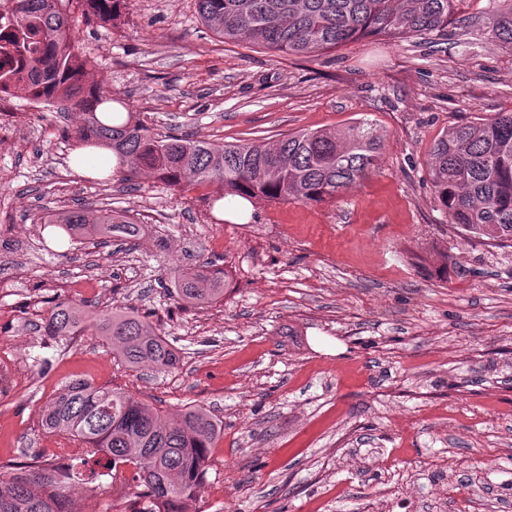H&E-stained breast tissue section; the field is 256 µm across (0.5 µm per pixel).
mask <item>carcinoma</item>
<instances>
[{"instance_id": "obj_1", "label": "carcinoma", "mask_w": 512, "mask_h": 512, "mask_svg": "<svg viewBox=\"0 0 512 512\" xmlns=\"http://www.w3.org/2000/svg\"><path fill=\"white\" fill-rule=\"evenodd\" d=\"M198 18L231 44L250 43L294 56L312 57L365 37L402 41L417 35L448 36L462 25L464 0H194ZM128 0H9L14 25L0 32V90L14 86L18 71L6 62L25 58L31 84L83 116L75 138L92 149L80 164L98 172L108 162L94 148L115 153L119 168L134 178L149 172L180 191L217 183L226 197L250 203H320L336 200L351 184L379 169L384 134L357 119L341 130L303 129L272 142L222 147L183 135L152 131L118 97L91 80L92 61L78 51L76 30L91 22L116 25ZM500 8L491 39L512 49V0ZM429 181L448 223L468 238L512 245V112L453 126L433 143L426 161ZM70 241L99 245L121 236L139 245L143 227L126 214L84 206L38 219ZM225 273L212 264L173 271L172 291L183 306L203 307L224 298ZM88 301H57L43 320L49 336H74L83 326L112 343L127 368L160 373L177 368V349L148 317L131 312H94ZM44 429L77 442L89 458L132 470L136 489L130 512H186L203 484L210 448L224 426L200 406L167 421L159 411L121 387L85 379L66 382L42 418ZM85 481L75 465L47 467L39 456L0 478V512H75L72 489Z\"/></svg>"}]
</instances>
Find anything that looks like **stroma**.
I'll use <instances>...</instances> for the list:
<instances>
[{"instance_id": "1", "label": "stroma", "mask_w": 512, "mask_h": 512, "mask_svg": "<svg viewBox=\"0 0 512 512\" xmlns=\"http://www.w3.org/2000/svg\"><path fill=\"white\" fill-rule=\"evenodd\" d=\"M495 13L468 0L466 30L315 57L224 43L194 0H132L120 25L80 26L92 79L158 133L220 146L365 118L386 134L383 161L335 202L261 203L243 224L217 220L215 184L78 175V113L9 115L27 132L0 131V350L17 384L0 396V466L53 463L45 406L82 377L222 422L187 512H512V247L449 226L426 169L448 128L512 111ZM80 200L146 238L72 247L38 225ZM206 262L229 277L223 300L180 308L172 267ZM64 298L148 315L178 369L130 371L105 337L46 335ZM131 496L104 480L74 490L77 512H126Z\"/></svg>"}]
</instances>
